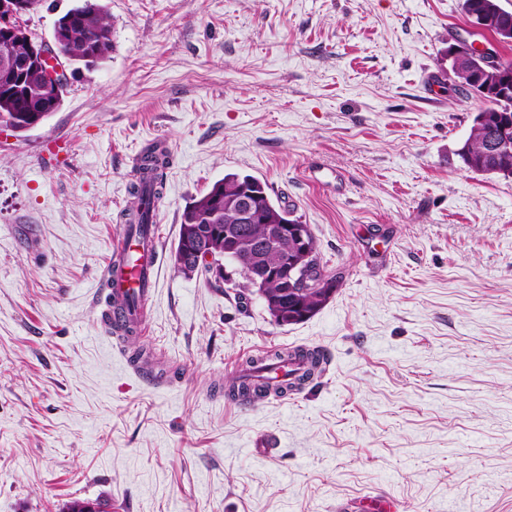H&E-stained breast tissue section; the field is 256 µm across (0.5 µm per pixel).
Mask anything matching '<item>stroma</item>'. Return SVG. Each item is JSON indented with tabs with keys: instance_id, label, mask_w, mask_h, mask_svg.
<instances>
[{
	"instance_id": "35a3bbf8",
	"label": "stroma",
	"mask_w": 512,
	"mask_h": 512,
	"mask_svg": "<svg viewBox=\"0 0 512 512\" xmlns=\"http://www.w3.org/2000/svg\"><path fill=\"white\" fill-rule=\"evenodd\" d=\"M109 58L0 132V512H512V178L464 168L462 0H102ZM66 138L69 160L38 157ZM172 154L134 374L101 275L136 161ZM310 225L336 288L280 326L241 274L184 277V208L225 174ZM331 365L253 409L244 360ZM298 356L299 358L306 359L310 363V367L305 374L304 379H311L315 374L321 372L323 355L314 350H296L294 352H279L276 351L273 354L267 356H260L249 360V367L252 368L254 373H259L263 370L262 366L265 362L271 360H279L286 364L288 359Z\"/></svg>"
}]
</instances>
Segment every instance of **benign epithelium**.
<instances>
[{"mask_svg": "<svg viewBox=\"0 0 512 512\" xmlns=\"http://www.w3.org/2000/svg\"><path fill=\"white\" fill-rule=\"evenodd\" d=\"M35 7L34 0H0V35L13 46L19 42L27 46V52L18 56L8 52L0 58V67L16 84H21L25 74L40 73L44 83L51 89L58 82L67 79L66 66L71 64L56 46L65 40L68 30L74 22L70 15L56 24L51 42H38L20 23L21 16ZM468 27L473 32L499 31L497 39H512V24L503 26L499 23L501 14L488 12L475 2L466 4L464 10ZM448 62L455 69L465 70L472 84L482 86V90L498 94L505 100L512 95V73H505L499 65L497 52L483 44L455 35L448 42ZM512 124L505 122L497 128H486L485 147L489 154L503 153L509 150V130ZM224 204L233 209L236 223L219 226L208 224L202 226L207 242L189 248L190 259L204 263L216 272L224 271V261L236 258V255L255 254L262 262L248 270V280L260 289L259 296L273 313L285 314L288 298H303L300 286L305 284L306 263L311 257L309 228L306 224H285L264 211L253 199L252 193L239 188L234 194L224 198ZM263 224L265 232L260 237L250 235L242 229L244 225ZM281 251L276 264L266 262L268 253ZM277 285V291H264L268 282Z\"/></svg>", "mask_w": 512, "mask_h": 512, "instance_id": "1", "label": "benign epithelium"}]
</instances>
